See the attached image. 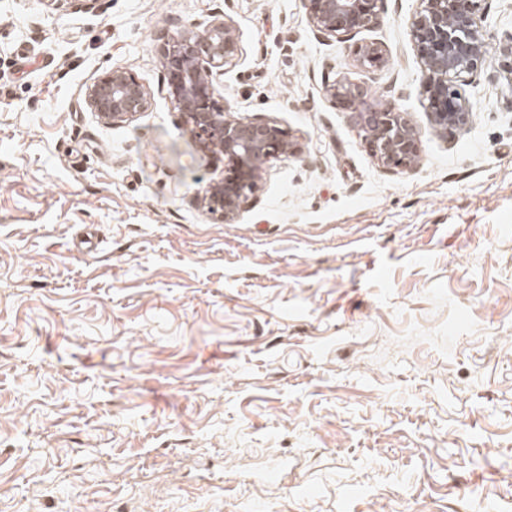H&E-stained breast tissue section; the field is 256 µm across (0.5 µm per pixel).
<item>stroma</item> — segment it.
Here are the masks:
<instances>
[{"instance_id": "35a3bbf8", "label": "stroma", "mask_w": 512, "mask_h": 512, "mask_svg": "<svg viewBox=\"0 0 512 512\" xmlns=\"http://www.w3.org/2000/svg\"><path fill=\"white\" fill-rule=\"evenodd\" d=\"M418 7L340 43L301 0H0V512H512V89L489 61L439 136ZM226 16L219 105L298 145L233 224L159 56ZM115 67L152 93L121 126L83 96ZM340 81L390 94L416 167ZM355 55L358 65L364 68H382L387 62L384 50L376 42H364L358 45ZM328 97L347 112H356L359 135L378 164L410 170L419 160L420 134L417 128L389 105L364 106L367 89L356 84L329 85Z\"/></svg>"}]
</instances>
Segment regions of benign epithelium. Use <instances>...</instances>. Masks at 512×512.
<instances>
[{"mask_svg": "<svg viewBox=\"0 0 512 512\" xmlns=\"http://www.w3.org/2000/svg\"><path fill=\"white\" fill-rule=\"evenodd\" d=\"M52 10L92 11L98 0H44ZM482 0H420L409 21V35L421 69L422 94L428 101L433 129L442 136L462 131L471 106L460 78L485 72L489 36L478 22ZM309 23L328 38L346 42L381 22L382 0H302ZM239 33L230 18L214 20L202 31L173 34L160 48L171 102L181 112L187 131L204 152L224 156V175L211 182L200 206L231 224L262 189L265 163L297 151L289 131L274 120L242 122L218 104L214 71L235 65ZM364 68H382L381 45L364 42L355 50ZM502 71L512 91V36L497 46ZM330 99L356 113L359 135L378 164L410 170L419 160L420 134L404 113L389 105H364L367 89L356 84L329 85ZM84 102L98 119L114 126L133 121L151 105L148 89L131 72L113 68L86 86Z\"/></svg>", "mask_w": 512, "mask_h": 512, "instance_id": "7a95c632", "label": "benign epithelium"}]
</instances>
